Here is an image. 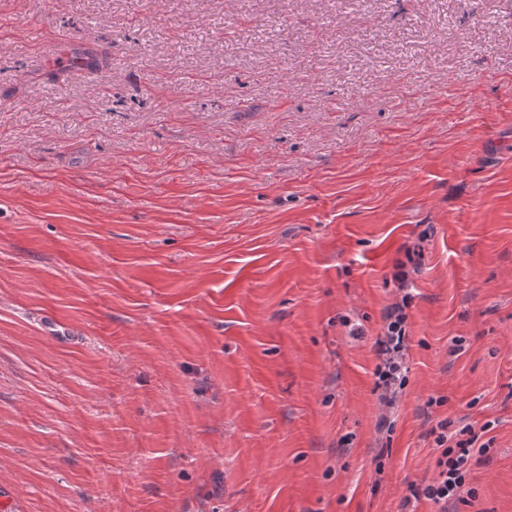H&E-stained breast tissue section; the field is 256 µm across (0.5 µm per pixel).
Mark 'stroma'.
Segmentation results:
<instances>
[{
	"instance_id": "obj_1",
	"label": "stroma",
	"mask_w": 512,
	"mask_h": 512,
	"mask_svg": "<svg viewBox=\"0 0 512 512\" xmlns=\"http://www.w3.org/2000/svg\"><path fill=\"white\" fill-rule=\"evenodd\" d=\"M443 421L512 512V0H0V512H437ZM420 251L406 247L404 260H397L394 265L392 279L398 283V290L403 293L401 299L392 304L386 311L383 321V333L377 336L376 355L379 363L376 365L374 375L376 377L375 390L379 391V400L387 406H391L397 400L400 390L406 383L405 355L408 350L406 336L407 308L412 300L407 283L410 271L408 264L414 272L419 264Z\"/></svg>"
}]
</instances>
